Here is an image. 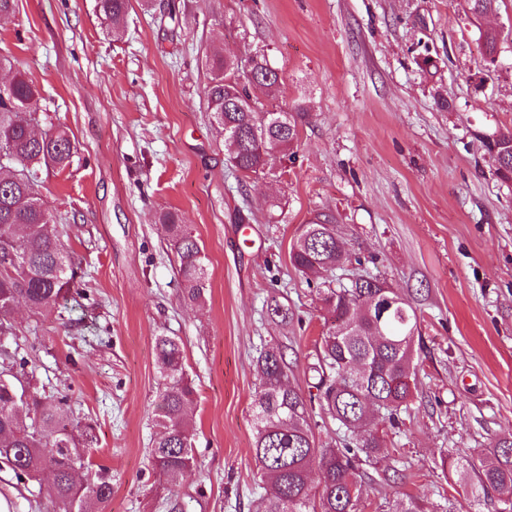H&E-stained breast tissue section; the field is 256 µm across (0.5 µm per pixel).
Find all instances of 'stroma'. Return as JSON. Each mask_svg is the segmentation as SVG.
<instances>
[{
    "label": "stroma",
    "mask_w": 512,
    "mask_h": 512,
    "mask_svg": "<svg viewBox=\"0 0 512 512\" xmlns=\"http://www.w3.org/2000/svg\"><path fill=\"white\" fill-rule=\"evenodd\" d=\"M178 23L132 0L122 39L95 0H15L0 52L41 91L47 129L76 146L37 183L64 227L84 296L0 336L28 391L67 395L92 423L93 465L112 473L108 512H255L256 358L282 345L307 384L324 327L320 278L290 262L302 224L332 214L355 264L409 295L420 318L416 386L360 512L420 498L425 512H495L463 487L447 454L512 434V183L487 149L512 130V37L486 70L479 28H512V0L485 21L467 0H176ZM263 54L279 73L266 109L305 107L293 157L271 175L233 171L202 99L211 46ZM179 214L203 248L205 299L185 301L158 226ZM288 307L282 324L271 304ZM181 340L196 400L197 465L177 485L153 469L159 372L154 338ZM7 512H55L49 479L0 463Z\"/></svg>",
    "instance_id": "35a3bbf8"
}]
</instances>
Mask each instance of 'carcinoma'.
Listing matches in <instances>:
<instances>
[{"mask_svg": "<svg viewBox=\"0 0 512 512\" xmlns=\"http://www.w3.org/2000/svg\"><path fill=\"white\" fill-rule=\"evenodd\" d=\"M130 0H96L98 16L112 36H121ZM484 56L498 52L500 32L480 30ZM211 75L204 89L206 110L219 133L227 125L241 139L226 141L231 166L247 176L271 171L274 159L298 146L306 112L252 107L248 85L236 77L231 54L214 48L205 56ZM0 68L13 69L7 55ZM15 70V69H13ZM40 93L15 70L0 85V260L20 262L0 271V334H13L10 321L18 297L35 315L51 309L71 292L79 291L73 256L65 247L56 216L36 188V167L63 169L75 146L64 130L41 132ZM497 176L512 181V130L495 141ZM160 229L179 262L185 297L200 302L206 288L202 248L187 224L173 212L160 216ZM292 266L303 274L331 272L349 262L329 216L302 225L290 253ZM386 281L357 275L348 285L321 288L325 329L320 339L315 373L317 393L306 395L289 378L288 362L279 346L260 353V386L254 399L253 451L260 483L269 487L258 512H360V465L378 458L384 447L376 424L395 425L407 409L415 375L414 338L418 315L411 300ZM155 358L163 383L159 389L157 425L152 442L153 469L177 484L196 466L193 434L186 414L196 390L185 373L183 348L174 337H155ZM336 421L343 447L316 441L313 407ZM93 427L71 421L64 395L26 393L16 374H0V460L19 478L52 477V497L59 512H106L112 499V474L99 468L78 482L75 472L85 466L80 447L93 441ZM318 467L320 483L312 487L309 474ZM463 480L492 496L498 512H512V435L492 441L480 453L457 460Z\"/></svg>", "mask_w": 512, "mask_h": 512, "instance_id": "1", "label": "carcinoma"}]
</instances>
